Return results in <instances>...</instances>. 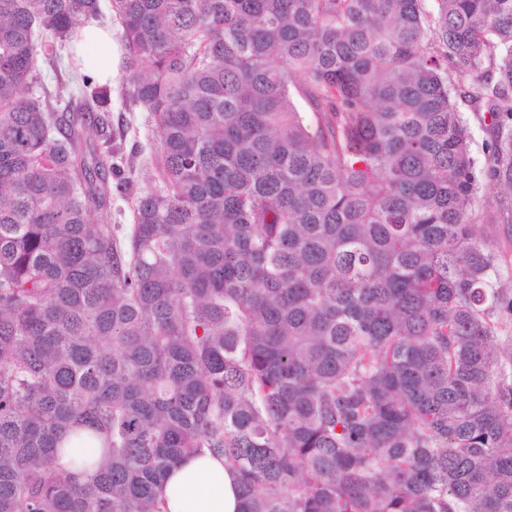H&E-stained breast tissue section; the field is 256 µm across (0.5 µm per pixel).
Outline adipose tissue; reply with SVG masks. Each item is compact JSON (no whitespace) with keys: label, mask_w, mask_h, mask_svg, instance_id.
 Returning a JSON list of instances; mask_svg holds the SVG:
<instances>
[{"label":"adipose tissue","mask_w":512,"mask_h":512,"mask_svg":"<svg viewBox=\"0 0 512 512\" xmlns=\"http://www.w3.org/2000/svg\"><path fill=\"white\" fill-rule=\"evenodd\" d=\"M74 50L85 72L102 82L111 79V30L85 25ZM159 498L164 512H240L235 474L225 468L223 458L207 451L172 468L160 486Z\"/></svg>","instance_id":"obj_1"}]
</instances>
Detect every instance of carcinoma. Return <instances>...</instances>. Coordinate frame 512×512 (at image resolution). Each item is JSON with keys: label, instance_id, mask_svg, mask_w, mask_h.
<instances>
[{"label": "carcinoma", "instance_id": "cac0c4a2", "mask_svg": "<svg viewBox=\"0 0 512 512\" xmlns=\"http://www.w3.org/2000/svg\"><path fill=\"white\" fill-rule=\"evenodd\" d=\"M111 7L140 192L110 89L41 81L101 0H0V512H162L205 449L240 512H512L479 229L512 223V0ZM112 228L115 232L122 234L130 224H133L131 199H112ZM117 225L120 227L117 228Z\"/></svg>", "mask_w": 512, "mask_h": 512}]
</instances>
